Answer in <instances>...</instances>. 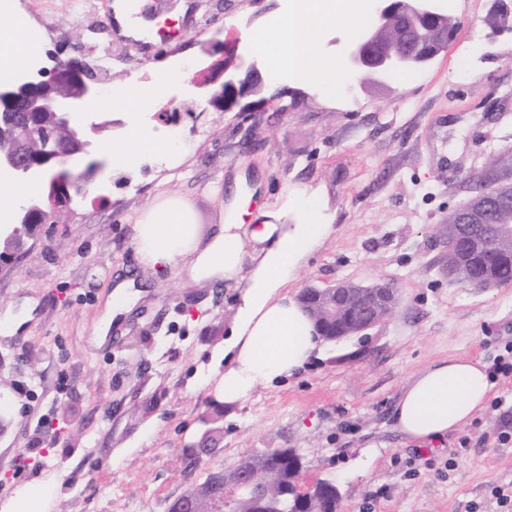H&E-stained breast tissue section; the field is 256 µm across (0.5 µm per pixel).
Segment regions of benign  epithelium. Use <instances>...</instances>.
<instances>
[{"instance_id": "obj_1", "label": "benign epithelium", "mask_w": 512, "mask_h": 512, "mask_svg": "<svg viewBox=\"0 0 512 512\" xmlns=\"http://www.w3.org/2000/svg\"><path fill=\"white\" fill-rule=\"evenodd\" d=\"M373 23L354 34L342 49V63L352 74L364 72L387 78L401 69H415L433 60L448 48L453 34L448 29L431 26L442 19L445 11L440 0H374ZM400 15L396 39L385 44L383 33L390 19ZM221 66L200 71L193 80L209 94V102L228 110L238 98L250 93L244 85H236L230 69L237 68L236 47L223 49ZM91 64L61 54H47V60L36 59L29 69L12 80L0 83V128L12 133L7 146L0 145V171L7 170L19 179L37 185L50 177V182L77 186L73 174L81 164H94V172L106 167L100 154L102 133L112 129V122L102 121L85 112L86 102L102 93L103 81L90 74ZM42 112H50L57 123L69 132L62 145L36 121ZM36 141L41 148V161H28V144ZM488 193L478 190L458 208L459 221L441 227L440 240L446 254L443 273L448 284L486 290L493 287L487 279L475 280L471 257L488 252L495 244L512 239L511 224L485 222ZM20 212L34 213L43 224L49 223L47 209L39 195L20 204ZM323 304L326 317L334 321L338 341L358 336L389 319L398 304L397 289L390 283L363 286L340 280L322 290L310 287ZM217 512H236L244 495L262 494L264 485L257 473L244 471L238 480L228 482L219 471L211 472Z\"/></svg>"}]
</instances>
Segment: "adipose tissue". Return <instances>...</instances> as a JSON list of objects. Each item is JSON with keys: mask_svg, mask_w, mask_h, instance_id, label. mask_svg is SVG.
Wrapping results in <instances>:
<instances>
[{"mask_svg": "<svg viewBox=\"0 0 512 512\" xmlns=\"http://www.w3.org/2000/svg\"><path fill=\"white\" fill-rule=\"evenodd\" d=\"M358 15L340 0H289L285 13L270 28L250 32L252 43L266 42L273 31L285 30L288 41L270 63L273 77L290 76L301 82L319 81L336 86V70L322 63L312 38L315 32ZM21 28L0 32V82L38 52ZM112 163L134 164L148 152L175 153L173 142L148 138L138 129L113 143ZM289 206L304 210L302 224H256L244 230L243 202L227 206V218L209 239L197 234L190 203L179 196L159 198L136 218V247L142 261L170 268L200 283L244 280L237 319L224 341L222 398L232 406L244 401L257 387H274L297 375L320 352L323 340L297 299L286 286L302 261L330 231L318 204L306 193H292ZM260 243L255 258H248L245 240ZM253 267H246V260ZM249 276H242V269ZM494 384L480 359L450 357L437 360L413 377L393 411L394 427L407 439L420 443L438 440L459 430L481 412Z\"/></svg>", "mask_w": 512, "mask_h": 512, "instance_id": "1", "label": "adipose tissue"}]
</instances>
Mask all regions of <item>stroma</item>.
Segmentation results:
<instances>
[{"instance_id":"35a3bbf8","label":"stroma","mask_w":512,"mask_h":512,"mask_svg":"<svg viewBox=\"0 0 512 512\" xmlns=\"http://www.w3.org/2000/svg\"><path fill=\"white\" fill-rule=\"evenodd\" d=\"M148 28L118 35L114 0H9L35 27L43 52L96 59L111 52L112 88L174 75L154 105L113 112L108 94L92 113L137 124L151 138L180 135L179 162L158 156L89 177L64 223L43 225L23 255L0 265V401L13 421L0 434V512L36 487L41 512H168L173 499L241 457L292 448L304 484L329 481L338 512H512V373L498 374L486 408L431 445L392 427L413 375L449 356L512 363V284L477 292L449 285L438 234L450 210L473 196L492 159L512 156V27L486 17L499 0H452L459 28L430 64L376 82L340 65L351 27L316 33L336 66V98L289 78L269 61L286 35L246 39L285 11L287 0H135ZM99 27L87 38L88 27ZM236 41L243 66L262 74L258 95L235 110L211 106L189 82ZM190 103L175 122L156 120L172 100ZM318 191L331 232L288 285L339 279L397 288L383 324L325 344L319 360L282 385L257 388L225 411L219 450L192 465L185 449L222 404L224 339L239 305L235 283L194 285L143 264L135 215L159 193L187 199L198 234L223 222L221 203L252 192L250 211L280 210L289 192ZM142 295L95 338L117 280Z\"/></svg>"}]
</instances>
